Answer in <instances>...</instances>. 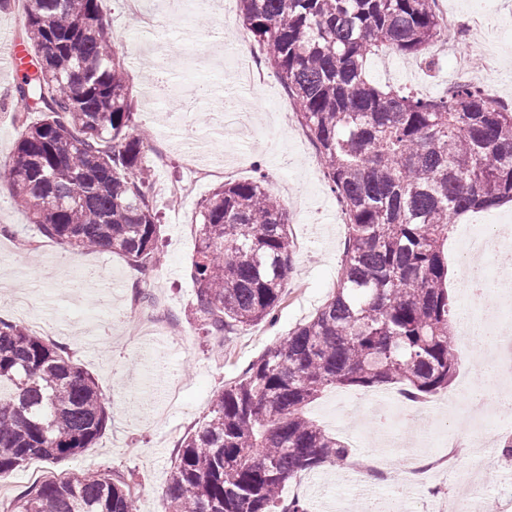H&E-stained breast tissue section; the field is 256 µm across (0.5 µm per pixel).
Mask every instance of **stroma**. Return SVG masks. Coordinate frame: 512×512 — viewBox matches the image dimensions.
Masks as SVG:
<instances>
[{
	"label": "stroma",
	"mask_w": 512,
	"mask_h": 512,
	"mask_svg": "<svg viewBox=\"0 0 512 512\" xmlns=\"http://www.w3.org/2000/svg\"><path fill=\"white\" fill-rule=\"evenodd\" d=\"M446 2L449 11L459 15L484 11L489 25L500 31L492 50L500 63L494 96L512 105V0ZM161 11L175 24L183 13L193 18L190 36L168 43L171 81L187 78V60L220 58L225 44L233 40L231 30L222 27L216 0H166ZM157 64L153 45L137 46L125 55L136 123L153 136L143 161L159 189L155 205L161 214L163 259L160 265L144 267L109 252L60 245L44 237L28 213L14 204L5 163L20 137L13 120L18 104L6 93L15 76L0 66V228L20 230L16 236L0 231V317L24 325L40 319L50 339L96 379L109 401L107 426L93 447L44 465L43 475L88 468L121 475L131 485L134 512H168L169 472L181 440L208 413L224 385L327 301L337 282L347 234L320 165L305 161L311 144L303 128L291 132L277 123L275 102L284 95L279 81L253 88L235 67H227V93L250 114L248 127L231 135L221 124L216 103H188L174 95L156 102L147 88ZM366 72L373 83L428 97L443 95L457 80L451 57L441 52L428 67L382 49L368 58ZM192 142L204 146L202 164L233 168L234 179L251 178L260 170L267 182L288 183L279 198L296 252L275 324L263 322L223 337L204 336L196 329L190 268L198 247L194 219L207 193L202 190L184 199L163 190L168 182L189 179L181 153ZM141 290L163 296L157 311L184 327L185 336L163 337L157 350L144 351L145 331L130 316ZM417 433L421 443L433 448L444 436L467 444V451L457 457L461 463L471 460V445L484 438L490 458L480 485L494 497L506 491L504 475L512 470V459L496 454L502 435H478L451 413Z\"/></svg>",
	"instance_id": "1"
}]
</instances>
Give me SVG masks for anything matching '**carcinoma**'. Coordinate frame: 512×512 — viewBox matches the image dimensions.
Returning <instances> with one entry per match:
<instances>
[{
  "instance_id": "obj_1",
  "label": "carcinoma",
  "mask_w": 512,
  "mask_h": 512,
  "mask_svg": "<svg viewBox=\"0 0 512 512\" xmlns=\"http://www.w3.org/2000/svg\"><path fill=\"white\" fill-rule=\"evenodd\" d=\"M346 217L336 288L323 307L219 392L180 444L169 512H310L285 483L351 448L305 416L333 387L393 385L412 400L448 388L459 364L444 244L457 219L512 201V106L472 83L441 97L383 91L381 47L433 63L435 0H238ZM34 71L11 95L22 133L14 199L41 234L130 264L160 258L156 187L141 158L123 52L99 0H26ZM36 121L29 120L32 114ZM192 260L197 330L224 336L273 319L292 267L285 208L262 179L226 182L200 205ZM106 399L65 348L0 318V480L24 463L92 447ZM18 512H134L102 473L35 483Z\"/></svg>"
}]
</instances>
